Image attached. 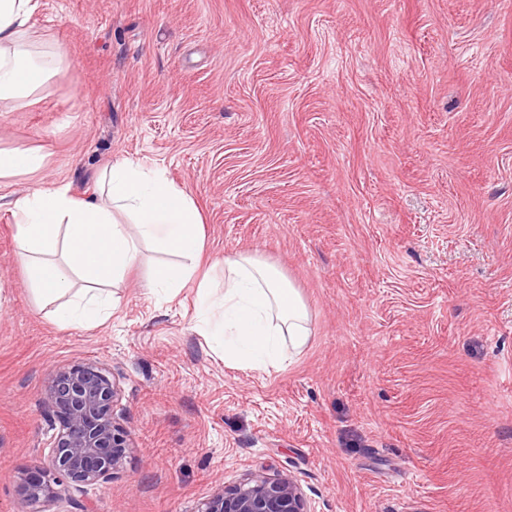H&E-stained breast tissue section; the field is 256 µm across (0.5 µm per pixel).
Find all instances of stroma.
<instances>
[{
    "label": "stroma",
    "mask_w": 512,
    "mask_h": 512,
    "mask_svg": "<svg viewBox=\"0 0 512 512\" xmlns=\"http://www.w3.org/2000/svg\"><path fill=\"white\" fill-rule=\"evenodd\" d=\"M64 60L0 110V150L45 154L0 193L94 199L158 167L204 220L201 269L274 263L310 336L280 367L228 364L197 288L140 259L93 327L41 306L0 206V512L60 423L50 373L120 382L131 448L93 512H199L248 473L310 512H512V0H40Z\"/></svg>",
    "instance_id": "35a3bbf8"
}]
</instances>
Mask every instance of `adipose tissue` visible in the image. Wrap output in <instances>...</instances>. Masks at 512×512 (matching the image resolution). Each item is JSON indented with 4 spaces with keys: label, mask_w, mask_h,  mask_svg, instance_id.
Wrapping results in <instances>:
<instances>
[{
    "label": "adipose tissue",
    "mask_w": 512,
    "mask_h": 512,
    "mask_svg": "<svg viewBox=\"0 0 512 512\" xmlns=\"http://www.w3.org/2000/svg\"><path fill=\"white\" fill-rule=\"evenodd\" d=\"M39 6L40 0H0L1 109L35 95L64 58L27 46ZM103 179L106 198L97 203L62 186H37L9 202L26 276L37 300L53 306L59 321L97 322L111 303L105 284L137 262L144 241L182 258L177 265H157L151 289L173 291L198 280V315L212 335L224 338L225 361L275 368L306 344L307 307L275 264L239 254L225 258L222 288L199 278L201 216L164 170L125 161Z\"/></svg>",
    "instance_id": "obj_1"
}]
</instances>
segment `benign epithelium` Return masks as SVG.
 Listing matches in <instances>:
<instances>
[{"label":"benign epithelium","instance_id":"7a95c632","mask_svg":"<svg viewBox=\"0 0 512 512\" xmlns=\"http://www.w3.org/2000/svg\"><path fill=\"white\" fill-rule=\"evenodd\" d=\"M119 394V382L95 362L59 368L50 374L47 400L62 429L39 478L20 484L25 501L47 503L63 494L74 498L89 485L112 480L129 449L127 435L112 416ZM199 512L308 510L294 481L252 472L234 488L215 494Z\"/></svg>","mask_w":512,"mask_h":512}]
</instances>
